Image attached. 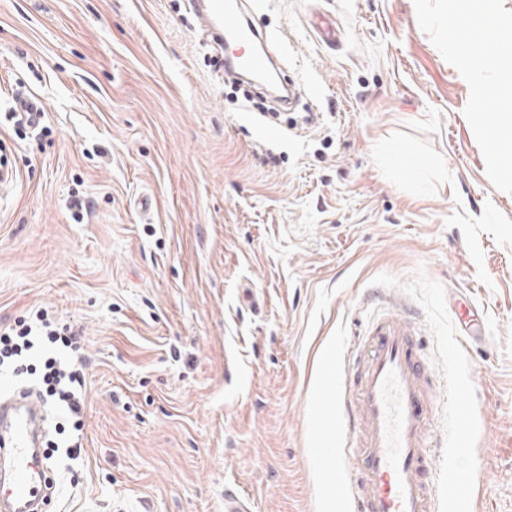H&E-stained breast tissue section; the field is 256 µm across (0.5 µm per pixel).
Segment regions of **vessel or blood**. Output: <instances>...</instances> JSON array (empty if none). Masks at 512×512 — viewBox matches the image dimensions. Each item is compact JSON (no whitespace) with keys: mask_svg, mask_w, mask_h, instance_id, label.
<instances>
[{"mask_svg":"<svg viewBox=\"0 0 512 512\" xmlns=\"http://www.w3.org/2000/svg\"><path fill=\"white\" fill-rule=\"evenodd\" d=\"M204 31L220 44L234 43L226 71L263 73L270 56L267 37L246 15L245 0H198ZM368 352L358 361L354 386H337L326 395L328 415L345 416L360 442L354 463L359 477L350 492L336 495L331 512H432L429 479L435 454L429 441L432 374L402 315L375 324ZM46 415L26 389H0V450L9 460L0 479V512H36L51 482L39 449ZM472 462L456 487L457 512H476L479 493Z\"/></svg>","mask_w":512,"mask_h":512,"instance_id":"b4317fda","label":"vessel or blood"}]
</instances>
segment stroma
<instances>
[{"label":"stroma","mask_w":512,"mask_h":512,"mask_svg":"<svg viewBox=\"0 0 512 512\" xmlns=\"http://www.w3.org/2000/svg\"><path fill=\"white\" fill-rule=\"evenodd\" d=\"M249 14L305 91L276 119L225 84L190 0H0V327L46 309L89 362L78 478L55 472L44 512H224L230 490L322 512L323 367L355 384L345 360L395 309L440 383L475 379L467 451L455 397L432 401L435 512L471 456L478 512H512V194L467 82L413 0ZM18 95L43 131L15 133ZM457 299L484 316L467 349Z\"/></svg>","instance_id":"1"}]
</instances>
